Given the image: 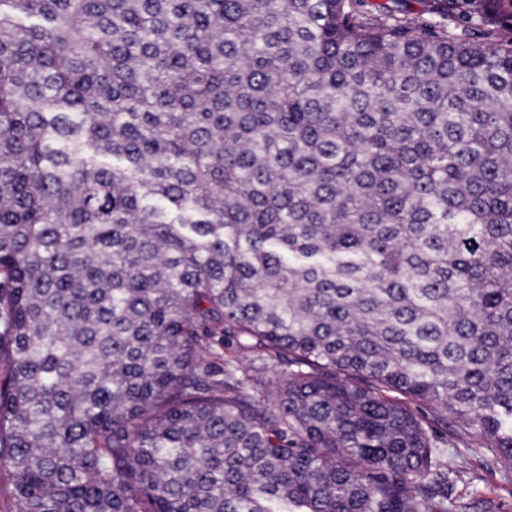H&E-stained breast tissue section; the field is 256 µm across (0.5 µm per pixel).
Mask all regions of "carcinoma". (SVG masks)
<instances>
[{"instance_id":"carcinoma-1","label":"carcinoma","mask_w":512,"mask_h":512,"mask_svg":"<svg viewBox=\"0 0 512 512\" xmlns=\"http://www.w3.org/2000/svg\"><path fill=\"white\" fill-rule=\"evenodd\" d=\"M0 368L11 512H478L512 0H0Z\"/></svg>"}]
</instances>
